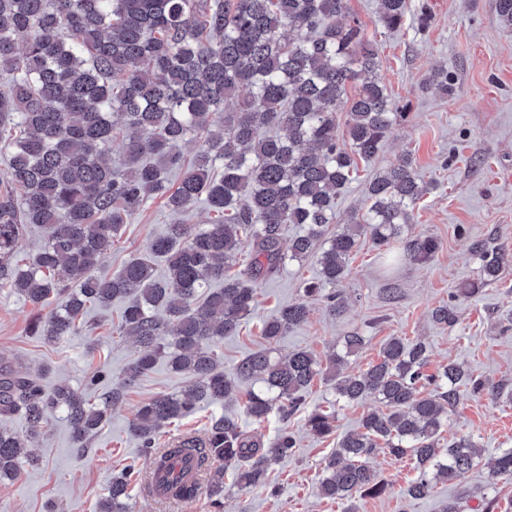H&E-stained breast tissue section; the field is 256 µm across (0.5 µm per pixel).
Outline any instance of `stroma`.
Wrapping results in <instances>:
<instances>
[{
	"instance_id": "obj_1",
	"label": "stroma",
	"mask_w": 512,
	"mask_h": 512,
	"mask_svg": "<svg viewBox=\"0 0 512 512\" xmlns=\"http://www.w3.org/2000/svg\"><path fill=\"white\" fill-rule=\"evenodd\" d=\"M410 7L412 16L429 13L428 27L418 28L411 16L401 27L390 29L379 18L377 0H347L365 37L376 42L380 75L407 118L389 131L378 158L361 163L356 180L338 196L336 222L345 224L363 210L370 178L407 155L419 178L431 186L413 210L410 233L434 238L437 251L418 260L406 256L403 245L386 250L363 239L339 285L345 306L338 313L330 312L323 298L304 297L305 284L319 276L316 257L286 262L276 279L259 285L255 311L235 335L218 340L217 351L230 374L242 359L265 348L276 358L306 348L324 359L343 337L358 334L365 345L346 367L357 373L377 360L391 337L421 339L429 346L428 371L454 362L503 389L505 396L498 400L462 399L444 432L448 439L471 437L493 452L512 448V267L475 296L460 297L456 290L478 279L479 247L512 248V28L499 21L492 0H410ZM437 69L448 72V95L422 87ZM207 219L204 205L175 215L163 198L151 199L124 226L98 271H119L169 225L202 224ZM302 299L309 304L308 319L265 343L262 322ZM448 303L457 315L451 328L432 318L436 307ZM125 305V299L118 298L106 308L89 307L83 331L60 348L32 335L40 309L17 294L0 291V358L21 374L49 367L45 388L67 385L100 401L139 355L132 337L112 332ZM100 368L107 371V380L88 385V378ZM189 383L187 375L173 373L165 361H157L111 408L106 425L83 449L74 442L63 413L53 411L33 450L38 465H23L15 481L0 483V512H46L51 502L57 512H96L111 477L123 473L128 464L144 461L139 441L129 432L139 408L156 396L181 393ZM328 407L336 411V431L315 437L306 426L307 416ZM378 407L371 399L354 404L339 400L332 383L322 379L308 390L303 409L285 422L274 415L255 422L240 400L224 406L199 403L187 417L159 431L156 447L202 432L224 415L243 433L266 443L288 428L297 440L294 455L272 466L263 484L243 488L226 481L216 503L205 494L162 502L144 493L141 480H131L135 512H346L351 505L357 512H441L453 498L461 501L464 512H493L495 506L512 501V481L492 479L483 465L462 479L436 482L427 497H407L406 487L418 476L415 462L385 453L372 460L386 485L384 494L358 496L350 503L323 497L319 480L326 458L342 435L359 429L363 416Z\"/></svg>"
}]
</instances>
